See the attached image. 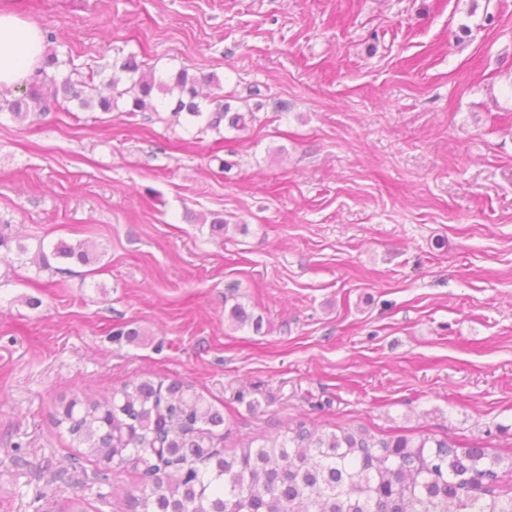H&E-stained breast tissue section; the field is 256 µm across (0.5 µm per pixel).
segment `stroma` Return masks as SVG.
I'll list each match as a JSON object with an SVG mask.
<instances>
[{
  "instance_id": "obj_1",
  "label": "stroma",
  "mask_w": 512,
  "mask_h": 512,
  "mask_svg": "<svg viewBox=\"0 0 512 512\" xmlns=\"http://www.w3.org/2000/svg\"><path fill=\"white\" fill-rule=\"evenodd\" d=\"M9 2L101 92L131 55L249 120L0 111V224L98 254L0 257V512H131L138 475L73 470L53 417L142 375L202 392L230 449L301 418L512 460V0ZM91 251V245L88 242L70 244L61 240L54 244L48 253L45 251L44 246H39L31 262L36 265L38 271L66 274L70 272L69 268L53 266L51 260H62L64 264L79 263L85 265L92 262Z\"/></svg>"
}]
</instances>
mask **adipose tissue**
Returning a JSON list of instances; mask_svg holds the SVG:
<instances>
[{
	"label": "adipose tissue",
	"mask_w": 512,
	"mask_h": 512,
	"mask_svg": "<svg viewBox=\"0 0 512 512\" xmlns=\"http://www.w3.org/2000/svg\"><path fill=\"white\" fill-rule=\"evenodd\" d=\"M44 51L45 39L37 24L0 9V90L25 81L40 64Z\"/></svg>",
	"instance_id": "obj_1"
}]
</instances>
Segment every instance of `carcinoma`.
<instances>
[{"mask_svg": "<svg viewBox=\"0 0 512 512\" xmlns=\"http://www.w3.org/2000/svg\"><path fill=\"white\" fill-rule=\"evenodd\" d=\"M67 61L45 51L36 73L42 75L24 96L5 100L19 120L52 105L76 100L84 108L110 112L117 99L130 97L128 112L147 108L158 94L175 120L216 130L226 120L233 128L245 115L230 113L226 102L207 111L199 102L200 80L181 70L163 80L132 57L112 68L128 86L112 95L92 94L94 74L58 79L47 69ZM18 260L28 247L0 229V251ZM88 264L91 245L59 241L50 251L39 246L32 263L38 271L66 274L52 261ZM239 325L261 328L242 304L230 308ZM81 448L73 465L85 459L99 469L131 468L141 474L140 512H512V489L503 483V459L479 446L457 449L433 434L383 436L341 426L329 432L291 422L275 437L249 440L224 449V415L184 382L137 377L99 400L76 396L57 417Z\"/></svg>", "mask_w": 512, "mask_h": 512, "instance_id": "1", "label": "carcinoma"}]
</instances>
